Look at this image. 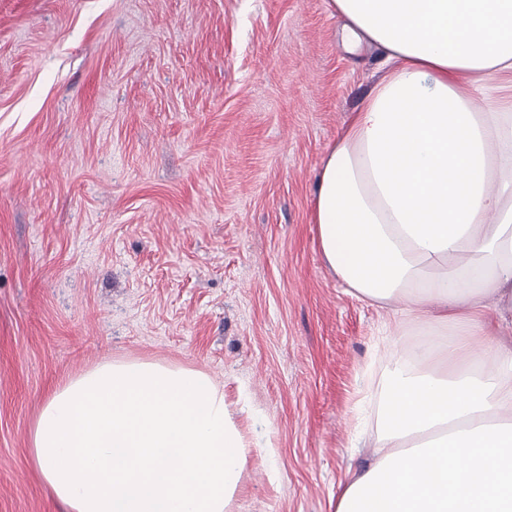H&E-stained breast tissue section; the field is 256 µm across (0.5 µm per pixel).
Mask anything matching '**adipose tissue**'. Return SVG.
I'll use <instances>...</instances> for the list:
<instances>
[{
	"label": "adipose tissue",
	"mask_w": 512,
	"mask_h": 512,
	"mask_svg": "<svg viewBox=\"0 0 512 512\" xmlns=\"http://www.w3.org/2000/svg\"><path fill=\"white\" fill-rule=\"evenodd\" d=\"M385 73L324 155L322 255L389 336L373 465L336 512H512V0H328ZM31 456L67 512H226L245 445L203 372L107 361L42 403Z\"/></svg>",
	"instance_id": "1"
}]
</instances>
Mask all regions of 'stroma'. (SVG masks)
Wrapping results in <instances>:
<instances>
[{
	"mask_svg": "<svg viewBox=\"0 0 512 512\" xmlns=\"http://www.w3.org/2000/svg\"><path fill=\"white\" fill-rule=\"evenodd\" d=\"M327 0H0V512H61L46 396L108 359L207 373L227 512H336L407 336L321 253L315 175L380 76Z\"/></svg>",
	"mask_w": 512,
	"mask_h": 512,
	"instance_id": "35a3bbf8",
	"label": "stroma"
}]
</instances>
